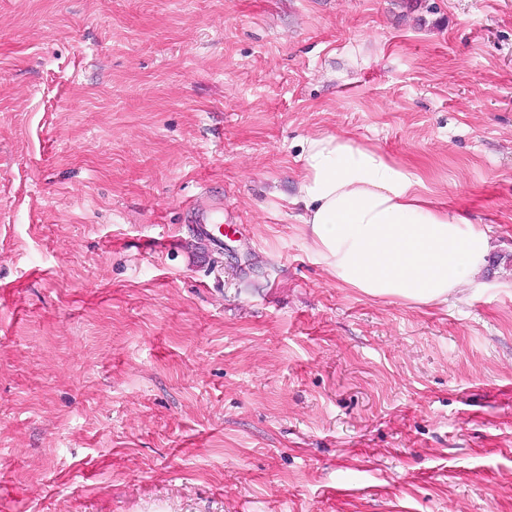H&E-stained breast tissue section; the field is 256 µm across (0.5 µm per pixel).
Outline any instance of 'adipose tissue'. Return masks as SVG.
Wrapping results in <instances>:
<instances>
[{"instance_id": "1", "label": "adipose tissue", "mask_w": 512, "mask_h": 512, "mask_svg": "<svg viewBox=\"0 0 512 512\" xmlns=\"http://www.w3.org/2000/svg\"><path fill=\"white\" fill-rule=\"evenodd\" d=\"M293 204L310 248L345 288L443 303L486 265L489 238L441 204L414 169L334 135L308 139Z\"/></svg>"}]
</instances>
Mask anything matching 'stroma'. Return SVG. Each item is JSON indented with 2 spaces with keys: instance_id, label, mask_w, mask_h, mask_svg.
Instances as JSON below:
<instances>
[{
  "instance_id": "35a3bbf8",
  "label": "stroma",
  "mask_w": 512,
  "mask_h": 512,
  "mask_svg": "<svg viewBox=\"0 0 512 512\" xmlns=\"http://www.w3.org/2000/svg\"><path fill=\"white\" fill-rule=\"evenodd\" d=\"M324 135L489 229L469 285L336 282ZM398 507L512 512V0H0V512Z\"/></svg>"
}]
</instances>
